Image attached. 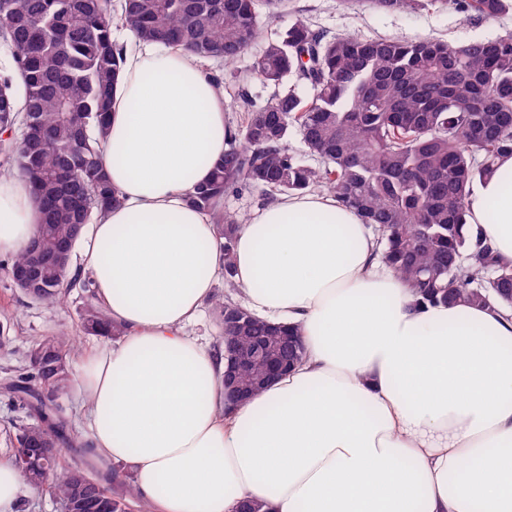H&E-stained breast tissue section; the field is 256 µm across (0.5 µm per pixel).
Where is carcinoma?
<instances>
[{"instance_id": "carcinoma-1", "label": "carcinoma", "mask_w": 512, "mask_h": 512, "mask_svg": "<svg viewBox=\"0 0 512 512\" xmlns=\"http://www.w3.org/2000/svg\"><path fill=\"white\" fill-rule=\"evenodd\" d=\"M492 20L512 0H367L386 12L443 8ZM288 10V0H0V38L15 50V69L0 74V123L20 130V148L0 145V170L26 180L42 204V221L15 269L37 268L12 286L35 301L85 295L83 334L116 339L122 330L94 301L90 278L71 268L84 228L121 202L100 156L112 94L123 66L117 24L144 42L182 46L192 55L234 64ZM249 78L266 86L295 79L311 95L278 92L257 103L246 86L233 102L244 121L227 137L211 179L191 203L210 212L224 239L230 280L239 220L218 200L245 190L267 200L322 188L355 210L381 246L382 261L419 303L512 307V265L466 225L475 182L512 154V33L491 40L331 36L301 16L255 59ZM298 132L321 165L288 147ZM214 305L233 325L237 345L276 346L278 331L230 297ZM74 340L65 332L34 342L29 369L0 381V396L24 410L14 455L54 451L52 462L22 473L33 488L50 485L63 512H149L118 471L101 473L60 397L75 383ZM70 461L61 463L62 450ZM85 479L100 506L74 509ZM122 487L117 492L114 487Z\"/></svg>"}]
</instances>
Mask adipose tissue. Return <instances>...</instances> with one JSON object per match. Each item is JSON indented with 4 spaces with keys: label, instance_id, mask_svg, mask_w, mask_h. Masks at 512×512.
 Segmentation results:
<instances>
[{
    "label": "adipose tissue",
    "instance_id": "obj_1",
    "mask_svg": "<svg viewBox=\"0 0 512 512\" xmlns=\"http://www.w3.org/2000/svg\"><path fill=\"white\" fill-rule=\"evenodd\" d=\"M224 88L180 47L124 54L102 159L121 196L84 241L96 304L124 333L85 359L86 440L127 465L151 512H512V311L416 304L358 214L327 192L283 194L235 236L232 280L306 355L224 406L225 360L190 335L224 253L189 202L224 155ZM40 205L0 178V257ZM467 222L512 262V155Z\"/></svg>",
    "mask_w": 512,
    "mask_h": 512
}]
</instances>
